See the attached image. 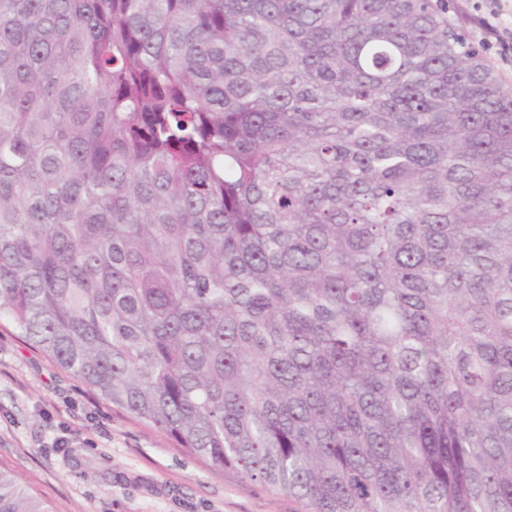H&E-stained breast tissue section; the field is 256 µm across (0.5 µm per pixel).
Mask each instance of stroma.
Returning <instances> with one entry per match:
<instances>
[{
  "label": "stroma",
  "mask_w": 512,
  "mask_h": 512,
  "mask_svg": "<svg viewBox=\"0 0 512 512\" xmlns=\"http://www.w3.org/2000/svg\"><path fill=\"white\" fill-rule=\"evenodd\" d=\"M484 0H448V20L485 49ZM0 468L51 512H303L288 496L216 471L164 431L113 409L0 326Z\"/></svg>",
  "instance_id": "1"
}]
</instances>
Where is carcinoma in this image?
I'll return each instance as SVG.
<instances>
[{"label": "carcinoma", "instance_id": "obj_1", "mask_svg": "<svg viewBox=\"0 0 512 512\" xmlns=\"http://www.w3.org/2000/svg\"><path fill=\"white\" fill-rule=\"evenodd\" d=\"M2 321L306 512H512V88L435 0H0Z\"/></svg>", "mask_w": 512, "mask_h": 512}]
</instances>
